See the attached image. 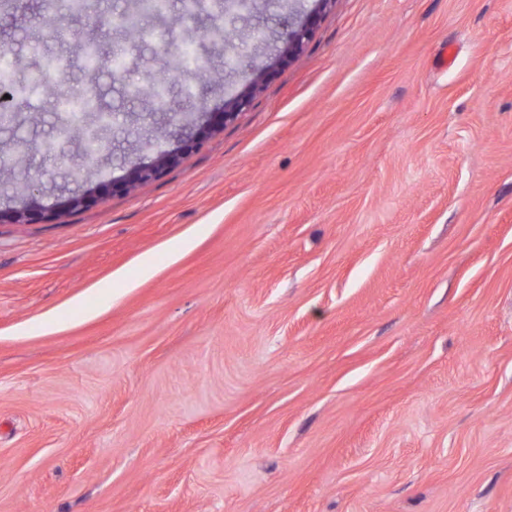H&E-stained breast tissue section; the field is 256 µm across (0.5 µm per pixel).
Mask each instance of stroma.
<instances>
[{
  "instance_id": "35a3bbf8",
  "label": "stroma",
  "mask_w": 512,
  "mask_h": 512,
  "mask_svg": "<svg viewBox=\"0 0 512 512\" xmlns=\"http://www.w3.org/2000/svg\"><path fill=\"white\" fill-rule=\"evenodd\" d=\"M181 2L138 40L0 9L14 84L56 57L121 115L89 175L38 149L55 98L0 125V211L35 215L0 223V512H512V0H252L227 47ZM170 25L199 96L167 71L153 112ZM157 130L178 161L115 190Z\"/></svg>"
}]
</instances>
